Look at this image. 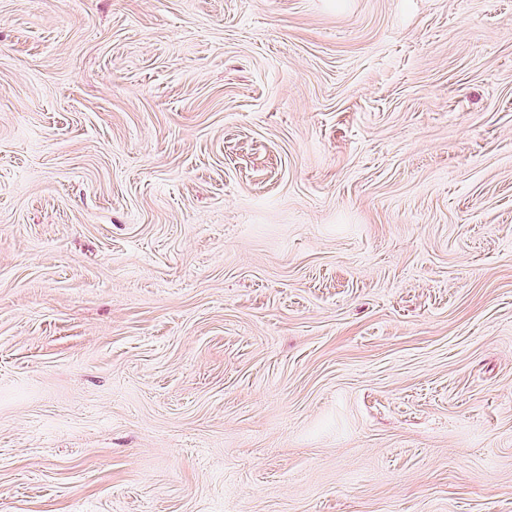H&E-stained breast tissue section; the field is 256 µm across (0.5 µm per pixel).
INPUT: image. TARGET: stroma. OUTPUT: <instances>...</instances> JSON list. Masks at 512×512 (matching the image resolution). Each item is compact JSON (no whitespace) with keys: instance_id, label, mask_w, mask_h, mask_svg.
<instances>
[{"instance_id":"1","label":"stroma","mask_w":512,"mask_h":512,"mask_svg":"<svg viewBox=\"0 0 512 512\" xmlns=\"http://www.w3.org/2000/svg\"><path fill=\"white\" fill-rule=\"evenodd\" d=\"M0 512H512V0H0Z\"/></svg>"}]
</instances>
